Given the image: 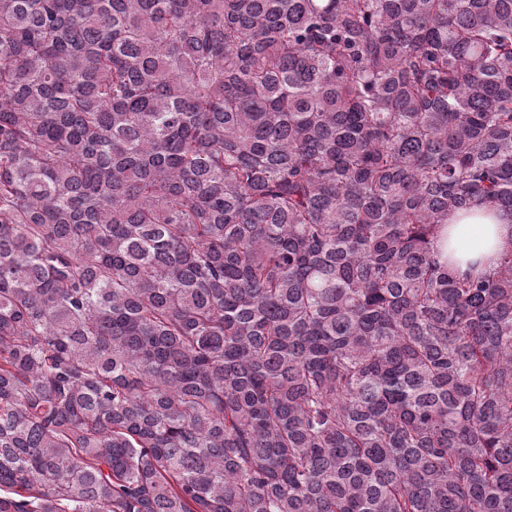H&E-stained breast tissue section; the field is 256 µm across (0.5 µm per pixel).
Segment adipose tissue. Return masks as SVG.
I'll return each mask as SVG.
<instances>
[{
  "label": "adipose tissue",
  "instance_id": "adipose-tissue-1",
  "mask_svg": "<svg viewBox=\"0 0 512 512\" xmlns=\"http://www.w3.org/2000/svg\"><path fill=\"white\" fill-rule=\"evenodd\" d=\"M448 231L444 252L457 260L461 272L466 271L468 261H478L485 268L493 265L501 252L512 249V223L505 220L453 221Z\"/></svg>",
  "mask_w": 512,
  "mask_h": 512
}]
</instances>
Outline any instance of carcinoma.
Segmentation results:
<instances>
[{
    "label": "carcinoma",
    "instance_id": "obj_1",
    "mask_svg": "<svg viewBox=\"0 0 512 512\" xmlns=\"http://www.w3.org/2000/svg\"><path fill=\"white\" fill-rule=\"evenodd\" d=\"M512 0H0V512H512ZM448 246L440 249L451 260L457 259L455 269L465 272L469 260H479L477 270L493 265L497 256L512 248V224L508 220L478 219L470 222L449 220ZM478 241L473 245L472 241Z\"/></svg>",
    "mask_w": 512,
    "mask_h": 512
}]
</instances>
